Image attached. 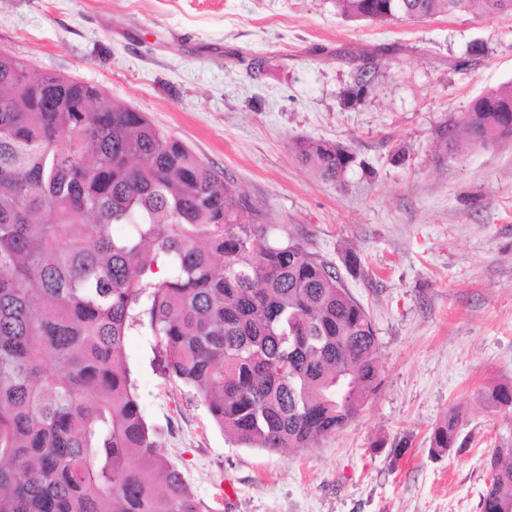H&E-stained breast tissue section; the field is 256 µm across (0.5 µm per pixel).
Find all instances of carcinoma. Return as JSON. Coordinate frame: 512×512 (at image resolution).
I'll list each match as a JSON object with an SVG mask.
<instances>
[{"label": "carcinoma", "mask_w": 512, "mask_h": 512, "mask_svg": "<svg viewBox=\"0 0 512 512\" xmlns=\"http://www.w3.org/2000/svg\"><path fill=\"white\" fill-rule=\"evenodd\" d=\"M336 5L355 20L512 16V0ZM507 137L512 82L439 131L436 161ZM290 150L326 181L352 162L338 143ZM136 328L249 447L308 448L379 386L372 321L314 253L271 238L262 210L145 113L0 53V512H202L135 394ZM485 399L512 408V385ZM461 421L448 411L431 447H454ZM507 458L492 451L480 512L512 504Z\"/></svg>", "instance_id": "carcinoma-1"}]
</instances>
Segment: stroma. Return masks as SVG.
<instances>
[{
    "instance_id": "obj_1",
    "label": "stroma",
    "mask_w": 512,
    "mask_h": 512,
    "mask_svg": "<svg viewBox=\"0 0 512 512\" xmlns=\"http://www.w3.org/2000/svg\"><path fill=\"white\" fill-rule=\"evenodd\" d=\"M100 87L183 140L337 271L376 330L379 389L311 447L250 448L125 356L148 423L205 512H480L512 412V139L435 159L440 129L512 82V16L352 20L335 0H0V52ZM371 89L355 98L358 70ZM342 145L320 180L288 149ZM458 447L435 454L449 409Z\"/></svg>"
}]
</instances>
